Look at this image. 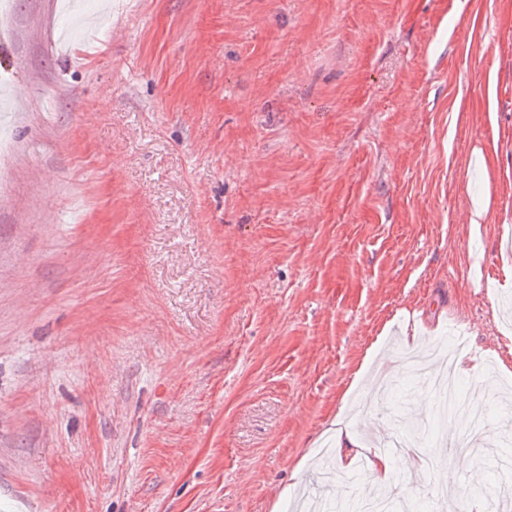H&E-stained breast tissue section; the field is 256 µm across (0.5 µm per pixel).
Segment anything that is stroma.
I'll return each mask as SVG.
<instances>
[{
	"label": "stroma",
	"mask_w": 512,
	"mask_h": 512,
	"mask_svg": "<svg viewBox=\"0 0 512 512\" xmlns=\"http://www.w3.org/2000/svg\"><path fill=\"white\" fill-rule=\"evenodd\" d=\"M12 2L0 512L361 500L364 465L326 475L340 412L430 455L395 512H499L512 457L449 434L428 379L462 349L512 443V0Z\"/></svg>",
	"instance_id": "35a3bbf8"
}]
</instances>
